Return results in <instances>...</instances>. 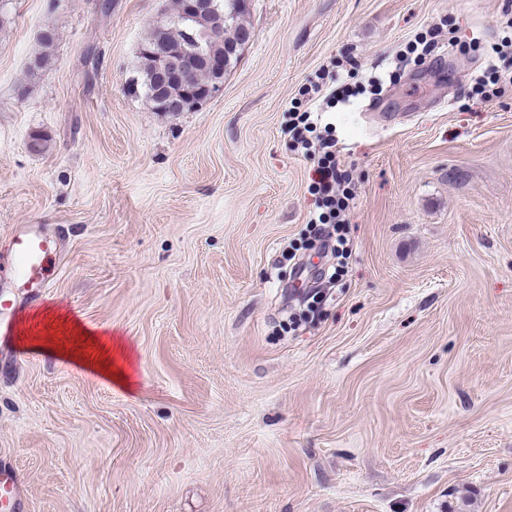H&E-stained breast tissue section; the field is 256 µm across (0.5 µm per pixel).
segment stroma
<instances>
[{"mask_svg":"<svg viewBox=\"0 0 512 512\" xmlns=\"http://www.w3.org/2000/svg\"><path fill=\"white\" fill-rule=\"evenodd\" d=\"M98 3L0 0V290L16 226L46 225L42 305L133 375L0 335L26 512H512V84L473 95L512 0H250L222 91L174 115L127 90L172 0ZM349 56L350 256L310 308L286 255L312 163L282 126Z\"/></svg>","mask_w":512,"mask_h":512,"instance_id":"35a3bbf8","label":"stroma"}]
</instances>
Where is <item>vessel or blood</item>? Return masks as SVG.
Returning a JSON list of instances; mask_svg holds the SVG:
<instances>
[{"instance_id":"b4317fda","label":"vessel or blood","mask_w":512,"mask_h":512,"mask_svg":"<svg viewBox=\"0 0 512 512\" xmlns=\"http://www.w3.org/2000/svg\"><path fill=\"white\" fill-rule=\"evenodd\" d=\"M15 294H0V334L9 333L18 303L38 299L51 288L58 267L57 242L43 227L25 225L12 240ZM19 478L13 467L0 466V512H22Z\"/></svg>"}]
</instances>
